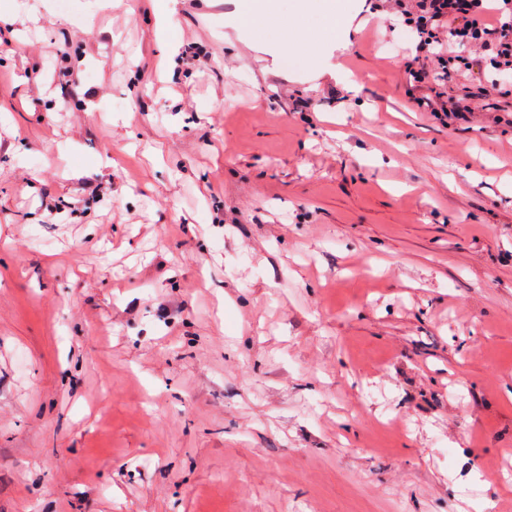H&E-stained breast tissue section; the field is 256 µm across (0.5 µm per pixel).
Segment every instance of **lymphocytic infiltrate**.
I'll return each instance as SVG.
<instances>
[{
    "instance_id": "obj_1",
    "label": "lymphocytic infiltrate",
    "mask_w": 512,
    "mask_h": 512,
    "mask_svg": "<svg viewBox=\"0 0 512 512\" xmlns=\"http://www.w3.org/2000/svg\"><path fill=\"white\" fill-rule=\"evenodd\" d=\"M416 36L403 64L412 106L442 125L475 122L480 100L495 97L512 112V0H382ZM481 84L449 91L457 78Z\"/></svg>"
}]
</instances>
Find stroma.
I'll use <instances>...</instances> for the list:
<instances>
[{
    "instance_id": "35a3bbf8",
    "label": "stroma",
    "mask_w": 512,
    "mask_h": 512,
    "mask_svg": "<svg viewBox=\"0 0 512 512\" xmlns=\"http://www.w3.org/2000/svg\"><path fill=\"white\" fill-rule=\"evenodd\" d=\"M332 2L0 0V512H512V127Z\"/></svg>"
}]
</instances>
